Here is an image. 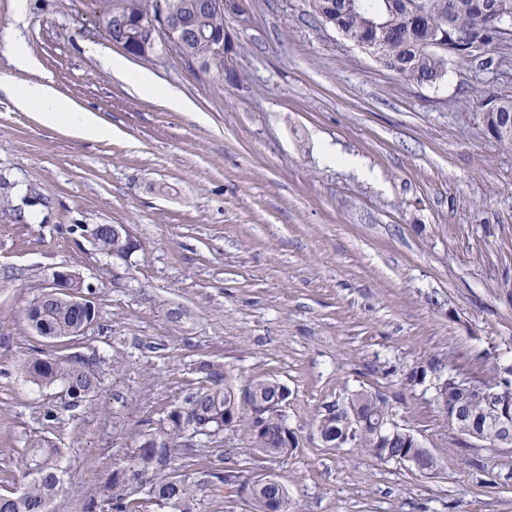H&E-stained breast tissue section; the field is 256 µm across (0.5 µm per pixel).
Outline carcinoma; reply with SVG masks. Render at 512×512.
<instances>
[{
  "label": "carcinoma",
  "instance_id": "cac0c4a2",
  "mask_svg": "<svg viewBox=\"0 0 512 512\" xmlns=\"http://www.w3.org/2000/svg\"><path fill=\"white\" fill-rule=\"evenodd\" d=\"M151 0H104V32L115 40V16L131 20L149 7ZM209 9L201 0H170L171 8L193 25L194 36L188 50L202 63L209 80L224 82V54L216 50L211 37L224 31L227 13L224 0H213ZM310 13L322 24L360 38L365 45L380 47L377 62L393 72L406 85L441 83L448 74L449 54L467 38L492 43L490 33L504 14L512 16V0H307ZM420 22L413 23L414 12ZM484 108L490 135L503 145L512 146V94L492 95L478 100ZM29 313L36 314L42 332L49 339L75 338L77 329L91 325L96 306L68 307L56 298L35 301ZM25 377L38 385L61 384L66 395L81 403L101 390L96 361L77 353L40 358L32 356L22 364ZM436 374L440 396L457 409L459 422L448 424L459 435L457 446L472 447L464 429L476 432L483 447H492L494 424L503 407L480 400L458 379L461 369L440 361L428 368L414 369L407 380L419 385L427 372ZM199 386L174 405L156 428L140 433L129 459L116 463L101 481L98 498L84 505V512H132L133 496L142 493L163 512H202V495L216 497L233 491L247 492L253 512H264L265 501L278 494L273 485L254 486L241 480L240 472L224 468L218 455L202 469H180L178 461L192 462L201 450L184 447L189 434L211 442L224 435V409L234 401L238 389L231 370L224 364L201 360L195 363ZM475 385L500 392L508 391L512 408V363L495 362L469 374ZM253 388L266 401L281 397L282 383L269 378L251 380ZM393 406L381 393L353 391L341 402L316 415L317 430L326 446L341 449L353 444L364 454L380 461L413 457L412 466L429 471L437 463L415 437L405 438L386 430L393 423ZM231 428L242 432L251 447L266 458L277 459L295 447V437L287 436L279 411L270 407L257 419L248 407L237 408ZM61 449L52 441L36 436L28 441L25 468L33 475L21 490L0 494V512H52V503L62 490L65 470L60 466Z\"/></svg>",
  "mask_w": 512,
  "mask_h": 512
}]
</instances>
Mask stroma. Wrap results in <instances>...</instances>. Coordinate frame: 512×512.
Returning <instances> with one entry per match:
<instances>
[{"mask_svg":"<svg viewBox=\"0 0 512 512\" xmlns=\"http://www.w3.org/2000/svg\"><path fill=\"white\" fill-rule=\"evenodd\" d=\"M242 3L226 23L236 80L213 84L164 45L130 61L192 114L103 68L121 50L95 0H0V34L39 63L21 71L0 51V74L48 82L114 129L87 141L0 93V493L24 483L27 442L45 435L68 471L52 510L80 512L197 388L195 362L215 360L238 384L287 386L296 448L270 460L230 429L218 447L243 480L275 475L296 512H512V452L456 451L433 377L406 381L434 359L512 363V147L468 100L512 91V65L406 86L305 0ZM329 145L354 165L325 161ZM96 224L129 225L141 250L101 253ZM61 267L96 287L74 343L27 318ZM42 351L96 357L101 394L71 408L63 387L26 381ZM361 389L389 397L437 474L323 446L317 412Z\"/></svg>","mask_w":512,"mask_h":512,"instance_id":"stroma-1","label":"stroma"}]
</instances>
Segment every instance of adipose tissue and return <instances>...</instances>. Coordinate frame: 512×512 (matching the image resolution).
I'll use <instances>...</instances> for the list:
<instances>
[{"label":"adipose tissue","mask_w":512,"mask_h":512,"mask_svg":"<svg viewBox=\"0 0 512 512\" xmlns=\"http://www.w3.org/2000/svg\"><path fill=\"white\" fill-rule=\"evenodd\" d=\"M105 70L121 76L136 92L161 100L177 112L194 111V104L180 93L159 83L154 74L144 69L131 68L120 57L101 58ZM0 90L12 97L21 110H36L49 124H61L82 138L110 137L112 127L96 113L87 111L59 96L55 89L43 82H16L12 76H0Z\"/></svg>","instance_id":"1"}]
</instances>
